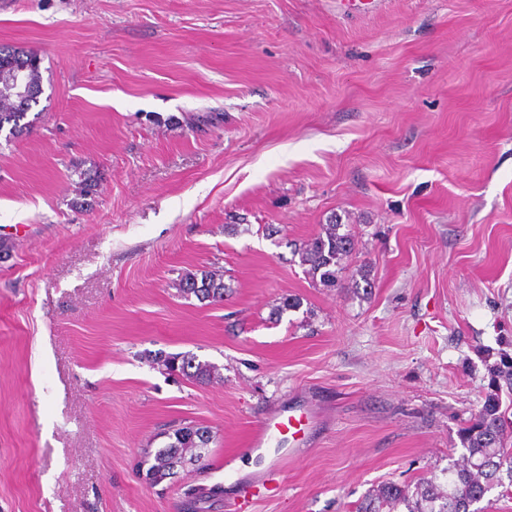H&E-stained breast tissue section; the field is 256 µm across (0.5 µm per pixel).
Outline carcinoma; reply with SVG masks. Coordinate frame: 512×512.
Returning <instances> with one entry per match:
<instances>
[{
	"label": "carcinoma",
	"instance_id": "1",
	"mask_svg": "<svg viewBox=\"0 0 512 512\" xmlns=\"http://www.w3.org/2000/svg\"><path fill=\"white\" fill-rule=\"evenodd\" d=\"M40 64L39 55L32 50L0 46V132L7 127L12 138L30 128L25 118L42 94ZM13 71L31 84L32 93L24 99L11 98L9 74ZM341 228L338 223L323 224L317 234L294 250L307 273L327 288L336 287V267L354 246L351 236L340 232ZM176 289L183 297L193 295L201 303L215 304L224 301L226 284L220 271L205 268L182 275ZM151 363L168 374L178 371L200 384L223 379L216 364L181 353H157ZM165 436L163 446L144 450L147 473L153 481L172 479L187 460H196L200 469L205 466L212 441L209 428L191 422L173 423ZM462 440L466 454L445 470V481L424 480L412 491L406 486L384 484L368 495L358 512H384L386 508L393 512L401 506L405 512H470V507L494 486L512 487V448L507 446L505 421L493 400H488L478 420L464 428Z\"/></svg>",
	"mask_w": 512,
	"mask_h": 512
}]
</instances>
